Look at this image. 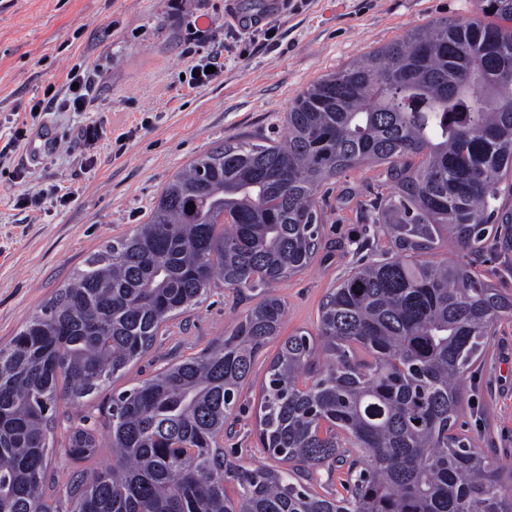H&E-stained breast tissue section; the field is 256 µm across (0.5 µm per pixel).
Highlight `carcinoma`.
<instances>
[{"instance_id": "cac0c4a2", "label": "carcinoma", "mask_w": 512, "mask_h": 512, "mask_svg": "<svg viewBox=\"0 0 512 512\" xmlns=\"http://www.w3.org/2000/svg\"><path fill=\"white\" fill-rule=\"evenodd\" d=\"M485 2L480 17L415 28L307 87L281 139L192 161L146 223L90 254L0 346V512H512L502 469L453 433L465 375L512 318V295L467 262L429 258L440 231L472 254L512 222L494 205L512 194L500 80L512 70V0ZM361 165L392 183L369 214L390 251L342 277L316 337L282 339L286 305L271 288L321 248L320 188ZM218 283L258 301L203 354L112 399V465L46 494L59 401L109 384ZM274 341L260 444L309 471L348 464L344 495L265 468L239 472L237 497L224 494V423ZM357 349L372 361L356 362ZM99 447L81 424L63 454Z\"/></svg>"}]
</instances>
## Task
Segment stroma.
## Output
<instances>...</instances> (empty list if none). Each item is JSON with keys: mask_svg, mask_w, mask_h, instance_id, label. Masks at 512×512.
Here are the masks:
<instances>
[{"mask_svg": "<svg viewBox=\"0 0 512 512\" xmlns=\"http://www.w3.org/2000/svg\"><path fill=\"white\" fill-rule=\"evenodd\" d=\"M264 0H0V345L113 238L146 221L175 173L224 143L284 135L289 103L324 75L437 19L475 17L483 0H288L274 18L275 46L230 34L231 6L258 9ZM220 52L222 72L189 87L187 50ZM73 69L99 76L88 108L34 112L37 101L62 96ZM30 116L28 140L15 139L12 114ZM96 125L98 136L85 129ZM51 135L52 149L30 143ZM39 191V208L21 205ZM380 167L364 165L333 180L325 195L323 245L310 265L277 284L286 305L284 335L315 333L321 303L356 262L352 240L374 252L389 242L365 223V205L391 193ZM438 261L470 260L484 279L512 295V248L464 255L441 237ZM256 301L251 293L212 289L200 305L170 321L154 346L103 390L70 404L47 437L66 444L69 418L89 416L106 436L113 394L162 366L199 354ZM257 356L224 427V489L235 495L237 468H281L257 437L261 386L277 351ZM472 448L512 468V319L501 320L490 347L468 374L456 425ZM112 460L99 449L84 461L51 456L47 492L64 490L75 471Z\"/></svg>", "mask_w": 512, "mask_h": 512, "instance_id": "1", "label": "stroma"}]
</instances>
